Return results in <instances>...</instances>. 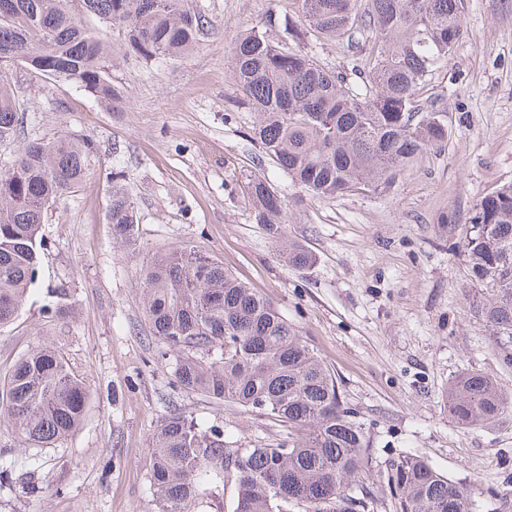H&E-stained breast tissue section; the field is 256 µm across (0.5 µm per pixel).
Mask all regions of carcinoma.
Listing matches in <instances>:
<instances>
[{"instance_id":"cac0c4a2","label":"carcinoma","mask_w":512,"mask_h":512,"mask_svg":"<svg viewBox=\"0 0 512 512\" xmlns=\"http://www.w3.org/2000/svg\"><path fill=\"white\" fill-rule=\"evenodd\" d=\"M74 0H13L0 13V143L15 139L23 99L14 69L70 82L107 103L112 51L86 28ZM82 12L124 25L128 49L150 61L184 56L205 19L192 0H79ZM461 0H301L305 24L326 39L361 45L348 72H332L309 54L275 44L253 27L237 37L232 78L258 120L266 155L313 198L378 188L447 135L445 109L424 110L418 92L463 34ZM95 144L88 138L31 142L0 164V327L21 312L39 273L38 232L51 203L85 178ZM247 190L255 221L267 226L289 266L315 255L288 242L282 202L255 176ZM113 234L134 241L133 201L112 194ZM471 277L488 294L473 297L512 366V184L482 197L462 228ZM143 307L152 332L175 356L183 391L288 425L276 443L234 448L224 428L202 427L182 413L152 435L149 490L159 512H194L212 488L232 485L233 512H366L372 474L363 424L347 407L329 368L277 307L216 259L191 247L155 257L142 271ZM88 390L61 353L38 345L0 374V419L20 439L44 447L82 423ZM453 416L468 425L498 422L512 404L479 371L448 384ZM396 512H475L469 488L423 456L387 469Z\"/></svg>"}]
</instances>
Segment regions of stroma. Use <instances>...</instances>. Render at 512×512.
<instances>
[{"label": "stroma", "mask_w": 512, "mask_h": 512, "mask_svg": "<svg viewBox=\"0 0 512 512\" xmlns=\"http://www.w3.org/2000/svg\"><path fill=\"white\" fill-rule=\"evenodd\" d=\"M208 24L185 57L137 60L127 29L84 17L112 49L105 107L74 84L18 67L27 110L0 162L61 135L92 139L88 177L47 211L39 275L17 319L0 328V369L52 345L90 391L84 420L49 448L29 449L0 424V512H158L149 491L151 436L171 411L219 425L235 447L275 443L285 426L174 387L142 306L143 268L183 246L222 261L268 298L334 372L373 453L374 512H394L389 461L425 456L469 485L483 512H512V412L492 426L458 424L452 378L478 370L512 397L490 330L469 310L476 286L459 229L475 204L512 184V0H464V34L421 91L447 112L448 137L374 190L313 199L253 139L256 120L230 74L240 31L272 41L298 21L299 0H194ZM276 25H269V17ZM326 69L350 68L355 46L313 37L292 44ZM265 177L283 202L288 236L316 257L286 264L255 222L246 185ZM122 188L138 212L136 240H116L108 214ZM449 233H442V226ZM62 302L67 315L48 313Z\"/></svg>", "instance_id": "1"}]
</instances>
